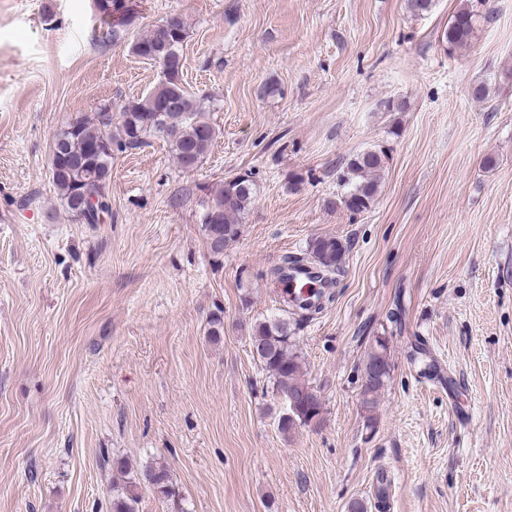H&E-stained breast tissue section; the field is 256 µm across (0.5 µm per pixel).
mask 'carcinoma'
Wrapping results in <instances>:
<instances>
[{"label": "carcinoma", "mask_w": 512, "mask_h": 512, "mask_svg": "<svg viewBox=\"0 0 512 512\" xmlns=\"http://www.w3.org/2000/svg\"><path fill=\"white\" fill-rule=\"evenodd\" d=\"M94 6L101 23L112 29L114 40L123 37L124 28L134 21L135 15L125 12L120 0H94ZM489 17L490 13L482 14L470 0H463L448 21L442 42L450 51L468 46L480 21ZM186 38V25L178 17L169 18L165 25L154 24L134 36L129 43L131 51L161 66L162 78L158 84L146 96L126 102L116 121L101 107L93 117L77 119L55 135L50 159L52 186L68 211L83 223L97 224L101 216L111 211L107 186L114 151L139 149L153 135L169 144L178 166L186 172L195 170L207 155L215 128L202 100L180 82L179 47ZM387 160L384 149L365 150L353 156L339 173V182L345 189L341 203L351 213L360 214L371 207ZM88 189L95 190L98 199L85 206L83 197ZM256 195L257 185L248 174L227 178L207 189L201 224L213 255L224 254V249L238 239L241 224ZM308 252L320 272L328 274L341 266L345 246L336 237L320 236L311 240ZM251 347L272 380L273 389L286 388L305 401L295 419L278 420L279 430L290 435L318 416L323 407L317 391L307 380V362L293 340L290 321L275 317L255 322ZM389 359L388 344L375 339L362 367L361 396L366 408L376 406L378 395L390 377ZM117 470L124 480L122 485L113 487L112 512H137L145 490L166 501L179 500L168 470L161 465L148 463L131 470L120 461Z\"/></svg>", "instance_id": "cac0c4a2"}]
</instances>
